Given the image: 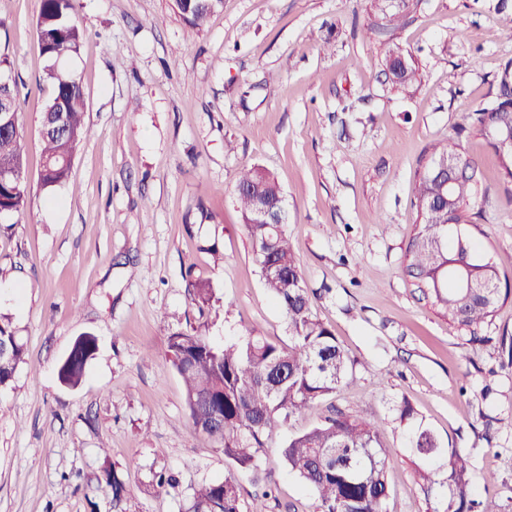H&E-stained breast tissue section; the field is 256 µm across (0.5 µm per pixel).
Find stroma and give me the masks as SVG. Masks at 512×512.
<instances>
[{
  "label": "stroma",
  "instance_id": "obj_1",
  "mask_svg": "<svg viewBox=\"0 0 512 512\" xmlns=\"http://www.w3.org/2000/svg\"><path fill=\"white\" fill-rule=\"evenodd\" d=\"M86 35L68 65L85 92L88 133L68 185L39 189L38 83L46 60L40 0H0V51L19 89L31 188L22 215L0 218V318L26 357L0 388V512H114L104 470L125 485L123 512H184L194 490L227 474L224 450L190 426L167 338L197 327L215 342L255 331L288 345L263 286L235 175L274 174L312 311L357 363L335 396L292 418L306 430L332 408L367 414L389 448L386 512H427L407 451L406 401L441 445L464 449L481 500L512 512V298L477 334L448 322L405 278L417 222L414 185L427 150L473 158L487 197L461 230L512 289V185L492 147L466 130L512 60V10L490 0H414L380 26L375 0H224L188 25L173 0H74ZM393 42L420 82L395 87L381 62ZM215 299L199 313L191 279ZM99 350L79 386L57 377L75 340ZM263 482L241 478L250 512H320L278 444L260 451ZM174 474L156 487L153 476Z\"/></svg>",
  "mask_w": 512,
  "mask_h": 512
}]
</instances>
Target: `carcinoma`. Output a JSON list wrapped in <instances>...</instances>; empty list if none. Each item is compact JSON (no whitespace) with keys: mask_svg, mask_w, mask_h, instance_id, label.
Returning <instances> with one entry per match:
<instances>
[{"mask_svg":"<svg viewBox=\"0 0 512 512\" xmlns=\"http://www.w3.org/2000/svg\"><path fill=\"white\" fill-rule=\"evenodd\" d=\"M219 7L218 2L211 7L181 3L177 10L200 29ZM73 11V0H40L36 22L49 61L43 76L47 99L41 115L40 172V186L48 193L69 182L74 154L87 135L82 86L64 67L85 38ZM382 63L393 85L407 89L417 81L412 55L402 48L385 44ZM496 87L494 99L469 116L471 130L485 139L512 130V60L498 73ZM17 97L16 82L0 87V98L9 105V111L0 114V212L6 214L24 212L29 196ZM491 146L503 179L512 184V153L495 142ZM450 158L464 163L465 170L448 176L451 193L445 198L429 167ZM475 169V161L460 150L442 143L434 146L417 176L420 223L404 261L405 273L432 306L468 329L486 323L509 297L501 291L498 264L474 256L473 237L449 235V225L467 223L468 208L484 197ZM235 188L254 262L288 321L290 344L283 347L252 332L220 345L194 328L168 336V353L185 387L189 424L221 445L228 464L224 480L195 489L186 512H241L240 477L257 475L260 449L292 417L336 393L357 363L312 314L310 292L284 226L250 223L259 203L274 205L283 196L274 175L259 166L244 167L235 176ZM189 292L200 310L214 300L213 289L203 279L191 282ZM0 347V387H6L25 358L24 345L8 321H0ZM97 349L95 336H80L59 365L60 382L77 386ZM408 450L429 512H494L477 496L470 457L463 449L440 447L432 431L419 426ZM388 453L370 418L340 410L282 444L289 472L316 494L321 512H385ZM104 481L112 489L113 507H120L124 483L108 471Z\"/></svg>","mask_w":512,"mask_h":512,"instance_id":"obj_1","label":"carcinoma"}]
</instances>
